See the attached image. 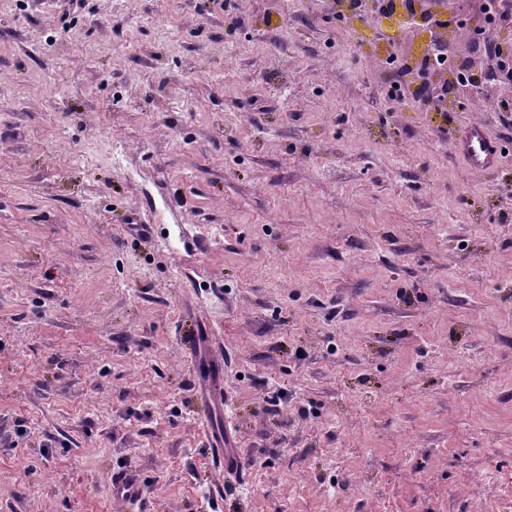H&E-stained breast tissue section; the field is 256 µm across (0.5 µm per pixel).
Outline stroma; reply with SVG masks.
<instances>
[{
  "instance_id": "obj_1",
  "label": "stroma",
  "mask_w": 512,
  "mask_h": 512,
  "mask_svg": "<svg viewBox=\"0 0 512 512\" xmlns=\"http://www.w3.org/2000/svg\"><path fill=\"white\" fill-rule=\"evenodd\" d=\"M233 3L0 0V512H512V83L397 103L429 31ZM469 167L487 171L500 163L501 151L495 137L480 123H472L453 144ZM201 329L205 336H188V351L190 355V368L200 385L198 399L200 413L204 420L209 419L210 413L217 406H224L228 402V392L224 386V363L228 361V354L224 349L215 347V336H210L211 329L202 323ZM236 431L232 422L228 419L224 422V442L223 444L215 436H209L207 441L211 447L212 457L219 467L224 470L226 476L243 475V459L238 448H233L235 443ZM112 488V510L115 512H126L143 497V485L138 475L117 473L112 476Z\"/></svg>"
}]
</instances>
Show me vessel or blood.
Wrapping results in <instances>:
<instances>
[{
    "label": "vessel or blood",
    "mask_w": 512,
    "mask_h": 512,
    "mask_svg": "<svg viewBox=\"0 0 512 512\" xmlns=\"http://www.w3.org/2000/svg\"><path fill=\"white\" fill-rule=\"evenodd\" d=\"M454 150L469 167L487 171L500 163L501 151L495 137L479 123L467 127L453 145ZM190 368L200 386L198 399L202 418L210 413L228 397L224 386V365L228 356L221 348L215 347L210 335L192 336L188 339ZM236 431L232 422H225L223 438L209 437L208 444L212 457L225 475H242L244 464L238 449L235 448ZM113 512H127L129 506L139 503L143 497V485L139 476L118 473L112 478Z\"/></svg>",
    "instance_id": "b4317fda"
}]
</instances>
